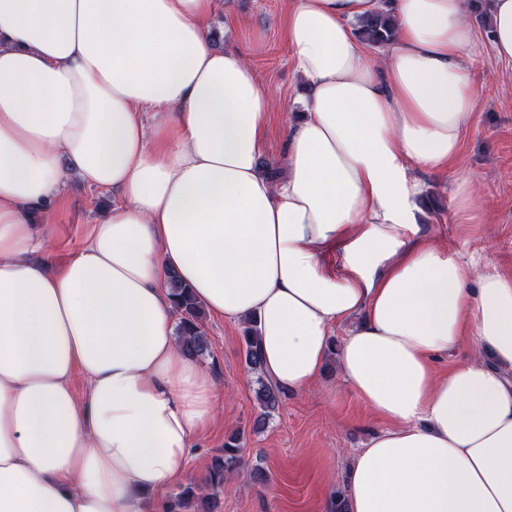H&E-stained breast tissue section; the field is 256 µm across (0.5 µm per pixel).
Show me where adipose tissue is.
<instances>
[{
    "label": "adipose tissue",
    "mask_w": 512,
    "mask_h": 512,
    "mask_svg": "<svg viewBox=\"0 0 512 512\" xmlns=\"http://www.w3.org/2000/svg\"><path fill=\"white\" fill-rule=\"evenodd\" d=\"M387 5L377 57L354 25ZM219 7L0 0V512H142L180 475L220 385L177 340L171 272L211 313L256 317L261 372L286 393L362 314L340 377L390 427L344 477L348 512H512V276L414 239L407 178L450 172L454 217L478 218L452 169L479 103L468 0H291L304 108L277 181L260 166L273 97L214 45ZM489 9L512 65V0ZM73 174L121 202L53 270L30 218ZM467 339L492 364L437 375Z\"/></svg>",
    "instance_id": "ef3b65f1"
}]
</instances>
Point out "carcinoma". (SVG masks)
<instances>
[{
  "label": "carcinoma",
  "instance_id": "obj_1",
  "mask_svg": "<svg viewBox=\"0 0 512 512\" xmlns=\"http://www.w3.org/2000/svg\"><path fill=\"white\" fill-rule=\"evenodd\" d=\"M356 36L364 43L386 48L395 36V20L390 12L382 10L358 21ZM169 297L172 309L179 315L176 324V336L184 351L193 358H203L209 350L208 339L202 327L203 308L194 297L189 286L182 283L176 274H168ZM244 362L248 370L256 375V400L267 416L275 409L281 399L280 390L262 374L260 336L255 319L245 321L242 331ZM241 446L239 438L234 437L224 444V451L211 458L207 467L204 484L212 493L202 496L204 512H218L219 499L217 491L224 486V481L235 474L241 466ZM196 498L192 486L183 488L167 502L165 512H184L182 505Z\"/></svg>",
  "mask_w": 512,
  "mask_h": 512
}]
</instances>
